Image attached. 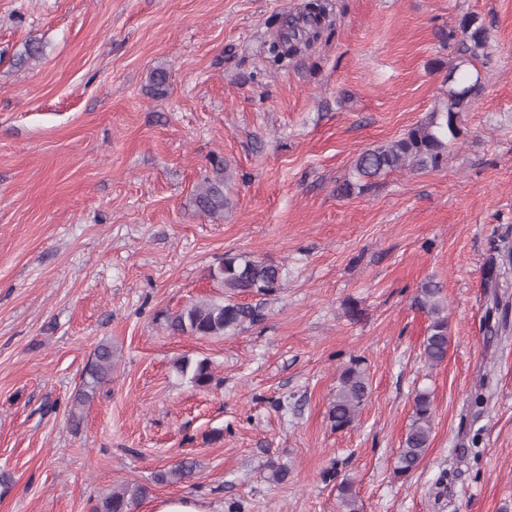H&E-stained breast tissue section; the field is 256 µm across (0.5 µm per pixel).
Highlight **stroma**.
Returning a JSON list of instances; mask_svg holds the SVG:
<instances>
[{
  "label": "stroma",
  "instance_id": "stroma-1",
  "mask_svg": "<svg viewBox=\"0 0 512 512\" xmlns=\"http://www.w3.org/2000/svg\"><path fill=\"white\" fill-rule=\"evenodd\" d=\"M306 3L0 0V512H92L134 484L151 491L132 512L174 495L342 512L334 468L359 512H512V286H485L512 234V0H329L312 47L273 63ZM467 14L492 61L447 165L338 194L362 150L443 107L456 59L437 33ZM29 43L42 56L15 67ZM216 158L228 204L208 217L192 195ZM240 252L282 269L275 295L245 298L262 320L170 335L163 313L223 301L214 273ZM430 279L449 334L433 368L412 305ZM102 343L109 380L75 405ZM353 357L371 393L337 431ZM422 391L430 445L399 477ZM183 460L190 477L155 483Z\"/></svg>",
  "mask_w": 512,
  "mask_h": 512
}]
</instances>
